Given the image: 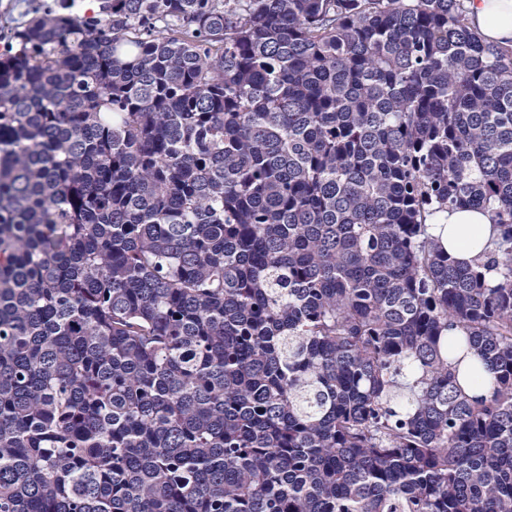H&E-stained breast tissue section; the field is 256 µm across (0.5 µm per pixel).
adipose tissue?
Listing matches in <instances>:
<instances>
[{"label":"adipose tissue","instance_id":"obj_1","mask_svg":"<svg viewBox=\"0 0 512 512\" xmlns=\"http://www.w3.org/2000/svg\"><path fill=\"white\" fill-rule=\"evenodd\" d=\"M469 15L482 35L490 40H512V0H468ZM430 234L458 261L467 262L490 250L496 231L487 213L458 207L439 216Z\"/></svg>","mask_w":512,"mask_h":512}]
</instances>
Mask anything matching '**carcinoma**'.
<instances>
[{
    "mask_svg": "<svg viewBox=\"0 0 512 512\" xmlns=\"http://www.w3.org/2000/svg\"><path fill=\"white\" fill-rule=\"evenodd\" d=\"M466 3L0 32V512H512V41ZM430 234L460 262H469L493 247L496 231L487 213L458 207L430 225ZM469 362H474L481 365L480 360L472 354L467 355V357L462 361L461 365L459 366V379L465 386L466 383L463 380L462 373ZM491 386V375L484 367V365H481V377L477 379L473 384L468 385L466 387V392L472 397L486 396L490 394Z\"/></svg>",
    "mask_w": 512,
    "mask_h": 512,
    "instance_id": "1",
    "label": "carcinoma"
}]
</instances>
